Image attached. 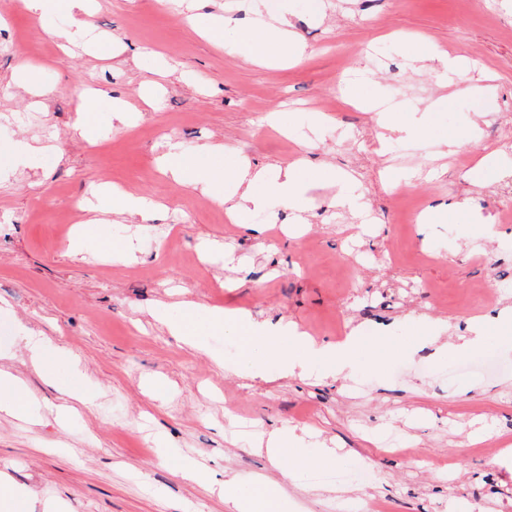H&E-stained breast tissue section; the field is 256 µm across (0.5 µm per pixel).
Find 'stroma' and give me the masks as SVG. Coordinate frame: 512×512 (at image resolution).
Here are the masks:
<instances>
[{
    "label": "stroma",
    "mask_w": 512,
    "mask_h": 512,
    "mask_svg": "<svg viewBox=\"0 0 512 512\" xmlns=\"http://www.w3.org/2000/svg\"><path fill=\"white\" fill-rule=\"evenodd\" d=\"M288 0L306 56L284 68L245 60L183 22L174 0H94L93 32L61 49L15 0H0V351L23 352L26 334L77 354L96 400L60 428L49 411L61 395L47 374L20 371L38 404L30 419L0 414V476L61 512H230L217 490L228 476L278 484L291 512H500L512 501V0ZM463 55L485 72L473 92L454 73L437 76L429 50ZM36 70L47 97L11 80ZM156 85L152 104L144 82ZM396 98L397 120L425 109L424 132L378 145L362 101ZM137 116L112 129V100ZM94 103L90 140L71 126ZM278 110L279 126L266 121ZM478 124L476 139L439 158L447 142ZM44 152L16 165L13 146ZM192 152L221 143L255 166L301 170L311 205L247 212L228 220L200 190L157 169L167 143ZM412 185L386 187L389 173ZM115 185L158 207L148 217L92 223L88 204ZM349 187L353 209L336 206ZM425 235L416 219L438 202ZM502 231L485 240L475 216ZM262 221L265 233L249 231ZM81 251L69 248L73 232ZM361 246L371 260L361 263ZM505 281L493 301L471 295L479 281ZM191 300L257 320L292 321L319 341L364 332L348 377L265 380L231 372L240 341L199 323L203 350L157 322ZM486 321L493 370L457 373V359L415 345L427 318L467 331ZM393 327L405 353L367 365ZM278 428L311 452L336 451V465H297L292 477L258 453L253 434ZM161 433L173 458L152 442ZM205 465L208 481L182 479L174 458ZM364 463L367 482L330 493L337 475Z\"/></svg>",
    "instance_id": "35a3bbf8"
}]
</instances>
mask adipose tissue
Wrapping results in <instances>:
<instances>
[{"label":"adipose tissue","instance_id":"obj_1","mask_svg":"<svg viewBox=\"0 0 512 512\" xmlns=\"http://www.w3.org/2000/svg\"><path fill=\"white\" fill-rule=\"evenodd\" d=\"M28 11L39 24L52 30L62 43L69 44L83 37L91 28L85 0H24ZM68 12L73 25L68 29L55 27L54 20L60 12ZM257 20L251 27L235 31V47L253 64L261 66L284 65L300 61L304 46L297 40L288 18L284 0H261L256 11ZM227 149L220 144H208L193 154L186 153L181 144H169L158 159L161 170L182 186L201 189L228 214L263 210L274 205L304 213L307 209L306 184L296 167H256L237 158L220 164L219 156ZM233 183L235 197H226L224 186ZM179 319H170L164 310H157L156 319L166 326L169 333L183 344L201 349L197 336V317L206 314L209 323L222 327L244 343V353L239 368L251 369L256 363L276 361L282 376L309 374L313 366H321L327 378H339L350 365L363 345L359 329H351L339 343L319 342L309 337L292 322H258L250 315L234 310H203L200 304L186 302ZM418 343L432 345L439 356H464L484 345V324L472 321L468 335L449 339L448 326L440 320H430L418 327ZM29 360L34 368L55 371L64 368L65 378L59 390L68 398L66 404L57 406L55 413L60 425H67L78 406L91 403L93 393L79 360L72 353H48L44 340L38 336L27 339ZM34 403L26 382L9 368L0 366V412L18 417H28ZM259 448L265 450L275 463H312L323 468L336 464V453L326 449L310 454L303 438L277 430L260 439ZM226 502L235 512H286L288 501L265 482L249 485L228 479L222 490Z\"/></svg>","mask_w":512,"mask_h":512}]
</instances>
